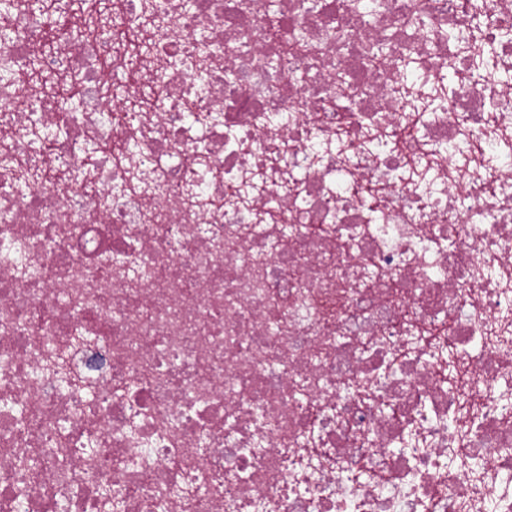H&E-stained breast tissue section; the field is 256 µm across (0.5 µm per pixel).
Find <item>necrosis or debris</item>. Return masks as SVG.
Masks as SVG:
<instances>
[{"label":"necrosis or debris","mask_w":512,"mask_h":512,"mask_svg":"<svg viewBox=\"0 0 512 512\" xmlns=\"http://www.w3.org/2000/svg\"><path fill=\"white\" fill-rule=\"evenodd\" d=\"M30 4L0 512H512V0Z\"/></svg>","instance_id":"obj_1"}]
</instances>
